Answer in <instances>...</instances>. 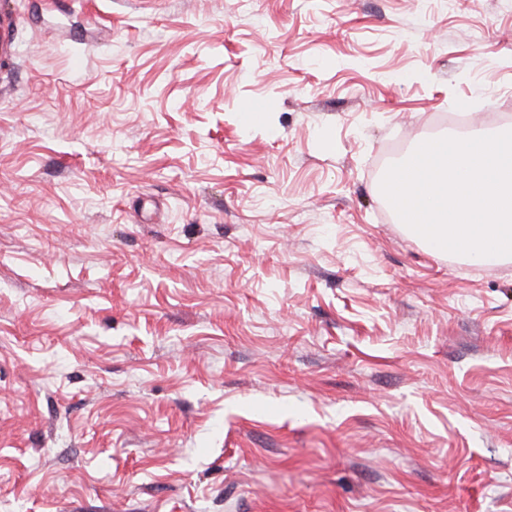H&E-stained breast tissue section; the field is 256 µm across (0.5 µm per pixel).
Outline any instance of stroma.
<instances>
[{"label": "stroma", "mask_w": 512, "mask_h": 512, "mask_svg": "<svg viewBox=\"0 0 512 512\" xmlns=\"http://www.w3.org/2000/svg\"><path fill=\"white\" fill-rule=\"evenodd\" d=\"M5 13L0 512H512V262L381 191L512 131V0Z\"/></svg>", "instance_id": "stroma-1"}]
</instances>
